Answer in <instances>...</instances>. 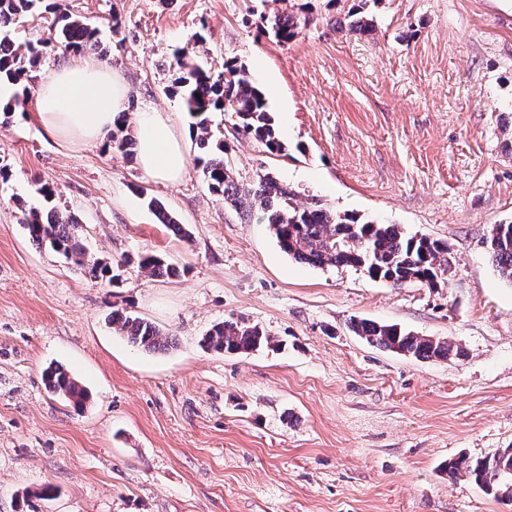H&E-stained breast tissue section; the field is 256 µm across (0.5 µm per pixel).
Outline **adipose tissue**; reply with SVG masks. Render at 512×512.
Listing matches in <instances>:
<instances>
[{
  "mask_svg": "<svg viewBox=\"0 0 512 512\" xmlns=\"http://www.w3.org/2000/svg\"><path fill=\"white\" fill-rule=\"evenodd\" d=\"M128 90L110 65L82 55L54 72L37 96V116L50 132L81 143L101 140L126 108ZM138 161L151 177L174 181L186 167V151L167 120L144 112L137 131Z\"/></svg>",
  "mask_w": 512,
  "mask_h": 512,
  "instance_id": "adipose-tissue-1",
  "label": "adipose tissue"
}]
</instances>
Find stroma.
I'll return each mask as SVG.
<instances>
[{
	"instance_id": "1",
	"label": "stroma",
	"mask_w": 512,
	"mask_h": 512,
	"mask_svg": "<svg viewBox=\"0 0 512 512\" xmlns=\"http://www.w3.org/2000/svg\"><path fill=\"white\" fill-rule=\"evenodd\" d=\"M64 6L98 27L128 131L137 113H162L188 161L160 181L110 139L48 133L35 101L0 115V512H512L445 470L512 447V283L488 253L493 226L512 220V0H369L365 35L341 29L358 0ZM288 12L309 22L281 42L268 27ZM53 35L51 18L21 23L43 47L31 92L74 59ZM185 46L215 75L245 65L286 147L268 153L210 113L240 182L271 172L299 202L444 241L446 280L392 286L299 263L262 212L241 221L209 190L185 103L167 93ZM43 184L88 255L114 263V284L30 241L21 207ZM148 196L189 238L157 222ZM145 253L180 276L141 271ZM115 308L159 326L168 350L132 348L107 322ZM356 319L465 355L381 350ZM224 320L260 326L273 347L205 349ZM51 365L86 388L83 407L46 390Z\"/></svg>"
}]
</instances>
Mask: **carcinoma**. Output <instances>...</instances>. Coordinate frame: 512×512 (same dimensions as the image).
Returning <instances> with one entry per match:
<instances>
[{
    "mask_svg": "<svg viewBox=\"0 0 512 512\" xmlns=\"http://www.w3.org/2000/svg\"><path fill=\"white\" fill-rule=\"evenodd\" d=\"M42 13L54 15L53 40L66 52H96L97 29L82 17L68 12L59 0H0V84L24 83L28 71L36 66L41 50L15 39L16 25L23 18ZM307 19L283 14L273 20L271 29L283 42L294 39ZM371 22L360 10L349 15L347 31L365 34ZM189 50L176 57V75L168 92L180 96L193 118L192 137L202 156L197 158L209 189L224 204L233 208L240 219L248 221L257 210L266 215L267 224L280 249L292 259L314 266H350L373 279L394 286L418 282L435 286L447 273L448 244L428 237L408 236L396 224L362 222L348 214H338L317 201L297 202V193L267 172L250 184L239 182L224 157L211 153L212 135L208 114L224 110L235 118L237 133L252 137L268 153L279 154L283 147L265 100L249 72L235 64L214 76L187 61ZM112 149L125 154L134 152L136 140L122 120L114 121ZM42 205L26 208L22 224L37 246H48L66 261L82 267L95 282H112V266L99 259H89L79 239V223L70 214L52 205L54 191L43 185L38 189ZM148 206L173 234L188 238L190 232L165 207L154 199ZM488 249L500 275L512 282V221L496 224L491 230ZM140 268L153 277H177L180 270L158 255L142 256ZM113 328L127 342L145 351H162L172 339L152 322L124 309L112 311ZM352 331L369 344L392 352L421 359L460 358L464 350L445 339L416 336L395 325L359 320ZM271 343L269 335L257 325L225 320L214 324L203 337V346L217 353L243 354ZM46 389L80 407L88 399L85 388L61 366L44 372ZM445 469L450 475H469L487 494L512 501V448H502L481 460L459 456Z\"/></svg>",
    "mask_w": 512,
    "mask_h": 512,
    "instance_id": "1",
    "label": "carcinoma"
}]
</instances>
